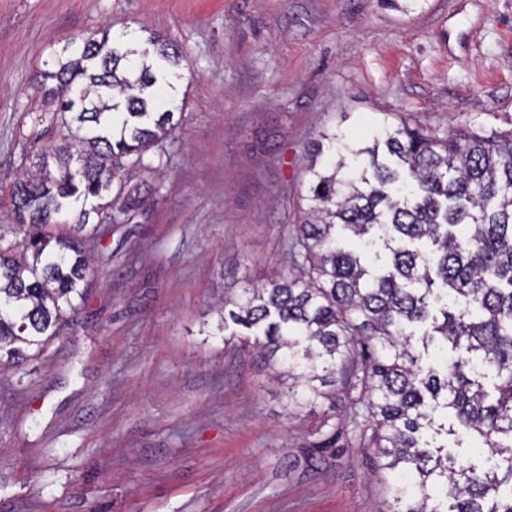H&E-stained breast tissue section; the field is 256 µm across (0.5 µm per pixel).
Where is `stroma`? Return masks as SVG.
Wrapping results in <instances>:
<instances>
[{
    "label": "stroma",
    "instance_id": "stroma-1",
    "mask_svg": "<svg viewBox=\"0 0 512 512\" xmlns=\"http://www.w3.org/2000/svg\"><path fill=\"white\" fill-rule=\"evenodd\" d=\"M106 26L178 47L180 124L125 167L152 192L92 246L72 324L0 366V512H386L327 405L291 412L275 365L203 324L288 270L321 130H512V0H0V224L64 133L37 72Z\"/></svg>",
    "mask_w": 512,
    "mask_h": 512
}]
</instances>
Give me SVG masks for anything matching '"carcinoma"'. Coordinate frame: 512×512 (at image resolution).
Instances as JSON below:
<instances>
[{"mask_svg":"<svg viewBox=\"0 0 512 512\" xmlns=\"http://www.w3.org/2000/svg\"><path fill=\"white\" fill-rule=\"evenodd\" d=\"M178 65L155 33L136 52L105 31L75 36L37 75L69 137L11 188L20 239L3 246L0 232V363L21 367L61 336L92 279L86 243L113 208L144 204L125 181L113 190L116 162L150 168L145 154L175 128L159 79ZM323 138L338 161L308 168L291 266L224 299L218 331L238 327L224 343L280 357L294 410L347 402V447L400 478L395 512H512V130L440 137L403 122L370 144ZM73 212L77 224L48 230ZM450 416L491 465L448 447Z\"/></svg>","mask_w":512,"mask_h":512,"instance_id":"1","label":"carcinoma"}]
</instances>
